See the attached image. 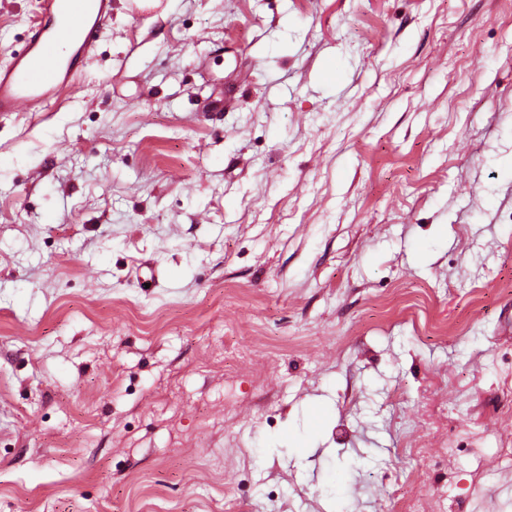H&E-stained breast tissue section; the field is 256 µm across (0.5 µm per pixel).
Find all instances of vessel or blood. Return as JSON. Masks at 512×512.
I'll list each match as a JSON object with an SVG mask.
<instances>
[{
  "instance_id": "1",
  "label": "vessel or blood",
  "mask_w": 512,
  "mask_h": 512,
  "mask_svg": "<svg viewBox=\"0 0 512 512\" xmlns=\"http://www.w3.org/2000/svg\"><path fill=\"white\" fill-rule=\"evenodd\" d=\"M38 8L24 48L0 67V113L62 100L112 17V0H38Z\"/></svg>"
}]
</instances>
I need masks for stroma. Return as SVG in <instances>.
<instances>
[{
    "label": "stroma",
    "instance_id": "stroma-1",
    "mask_svg": "<svg viewBox=\"0 0 512 512\" xmlns=\"http://www.w3.org/2000/svg\"><path fill=\"white\" fill-rule=\"evenodd\" d=\"M510 427L512 0H113L0 115V512H512Z\"/></svg>",
    "mask_w": 512,
    "mask_h": 512
}]
</instances>
